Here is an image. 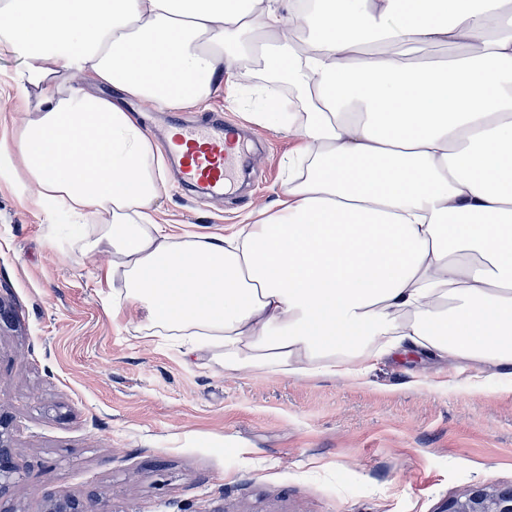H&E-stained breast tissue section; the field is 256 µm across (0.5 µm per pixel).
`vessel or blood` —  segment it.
I'll list each match as a JSON object with an SVG mask.
<instances>
[{
    "label": "vessel or blood",
    "instance_id": "1",
    "mask_svg": "<svg viewBox=\"0 0 512 512\" xmlns=\"http://www.w3.org/2000/svg\"><path fill=\"white\" fill-rule=\"evenodd\" d=\"M169 136L172 149L181 157L183 180L210 195L222 196L234 168L224 124L179 125Z\"/></svg>",
    "mask_w": 512,
    "mask_h": 512
}]
</instances>
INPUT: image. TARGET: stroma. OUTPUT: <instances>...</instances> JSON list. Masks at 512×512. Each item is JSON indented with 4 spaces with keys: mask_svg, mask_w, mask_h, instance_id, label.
<instances>
[{
    "mask_svg": "<svg viewBox=\"0 0 512 512\" xmlns=\"http://www.w3.org/2000/svg\"><path fill=\"white\" fill-rule=\"evenodd\" d=\"M0 51V154L14 149L19 96ZM214 99L241 130L248 176L224 196L186 192L168 167L158 221L233 232L273 204L294 142ZM54 218L0 179V415L20 480L7 512H45L66 492L94 512H442L475 484L512 486V382L445 379L443 363L382 358L360 381L188 364L116 325L98 275L52 243Z\"/></svg>",
    "mask_w": 512,
    "mask_h": 512,
    "instance_id": "obj_1",
    "label": "stroma"
}]
</instances>
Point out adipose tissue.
<instances>
[{
    "mask_svg": "<svg viewBox=\"0 0 512 512\" xmlns=\"http://www.w3.org/2000/svg\"><path fill=\"white\" fill-rule=\"evenodd\" d=\"M0 0L25 112L6 175L108 254L115 322L184 361L362 379L412 352L512 367V0ZM459 46L445 62L413 49ZM296 93L250 122L305 171L228 235L156 220L164 156L128 100ZM112 86L115 97L97 93Z\"/></svg>",
    "mask_w": 512,
    "mask_h": 512,
    "instance_id": "obj_1",
    "label": "adipose tissue"
}]
</instances>
